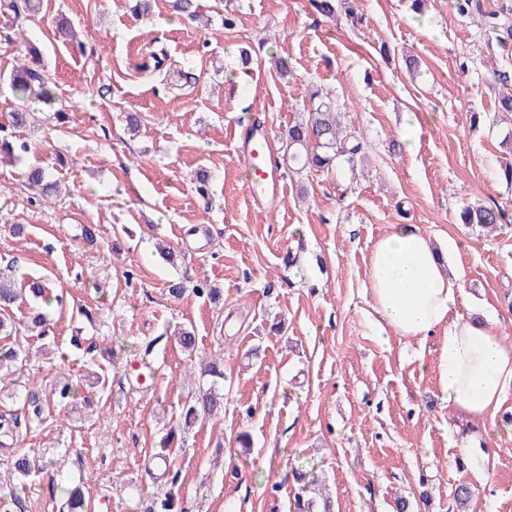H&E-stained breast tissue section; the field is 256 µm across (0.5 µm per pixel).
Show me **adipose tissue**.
<instances>
[{"instance_id":"obj_1","label":"adipose tissue","mask_w":512,"mask_h":512,"mask_svg":"<svg viewBox=\"0 0 512 512\" xmlns=\"http://www.w3.org/2000/svg\"><path fill=\"white\" fill-rule=\"evenodd\" d=\"M367 283L378 327L427 337L447 325L438 370L449 405L475 421L495 416L512 384V344L457 313L461 276L430 238L415 225H394L373 249Z\"/></svg>"}]
</instances>
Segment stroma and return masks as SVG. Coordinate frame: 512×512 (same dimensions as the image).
Here are the masks:
<instances>
[{
  "label": "stroma",
  "mask_w": 512,
  "mask_h": 512,
  "mask_svg": "<svg viewBox=\"0 0 512 512\" xmlns=\"http://www.w3.org/2000/svg\"><path fill=\"white\" fill-rule=\"evenodd\" d=\"M14 2L20 14L0 7V125L20 106L4 80L21 33L66 119L31 104L37 122L20 133L30 152L0 163V272L45 277L58 297L42 337L24 328L28 305L9 313L27 360L0 381V416L21 412L28 386L60 372L80 399L46 411L18 441L35 463L29 476L11 475L0 452V512H16L15 493L25 512H57L77 485L94 512H146L166 487L144 468L187 398L208 386L199 358L219 355L224 415L182 432L171 456L186 512H295L299 498L312 512H398L401 498L408 512H448L462 482L475 491L468 512H512V437L453 409L439 383L447 326L425 338L378 334L366 291L375 243L414 224L438 248L458 243L448 263L462 274L459 312L512 337V220L491 236L459 222L469 199L512 217V185L497 176L512 163V114L499 111L493 79L512 72V46L483 19L512 0H481L480 15L455 0H424L419 13L409 0H357L355 26L340 10L313 13L309 0H231L230 31L222 0H199L207 27L179 20L168 0L144 17L135 0H41L34 17ZM62 19L82 46L60 37ZM246 45L257 63L241 84L229 73ZM159 46L165 68L193 72L194 86L134 71ZM406 54L420 58L419 76L406 72ZM320 87L370 143L363 176H288L277 209L255 207L235 129L255 121L279 137ZM33 165L60 182L51 201L28 186ZM13 224L26 234L11 235ZM159 238L178 244L183 265L163 260ZM200 278L215 299L193 292ZM184 326L197 360L177 343ZM96 365L104 383L90 377ZM242 432L249 448L233 444ZM298 469L316 489L296 481Z\"/></svg>",
  "instance_id": "stroma-1"
}]
</instances>
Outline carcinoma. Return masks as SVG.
<instances>
[{
	"label": "carcinoma",
	"instance_id": "obj_1",
	"mask_svg": "<svg viewBox=\"0 0 512 512\" xmlns=\"http://www.w3.org/2000/svg\"><path fill=\"white\" fill-rule=\"evenodd\" d=\"M491 28L501 32V42L507 43L512 37V19L507 15L492 14ZM167 58L164 48L155 49L136 65L143 72L153 74L162 67ZM497 81L505 88L499 98V108L504 112H512V77L507 72H496ZM8 86L13 95L20 99H35L37 102L51 104L54 95L50 87L49 78L40 70L26 62V54L18 53V63L13 67L7 77ZM310 110L307 118L300 119L289 126L286 134V149L283 161L288 163V171L298 174L309 168L322 172L332 168L339 160L345 161L349 166L363 160L366 156V138L344 126L339 118L336 108V99L330 93L319 94L315 91L310 94ZM29 150L26 141L17 143L6 136H0V156L6 154L20 158ZM29 185L38 191L41 197H49L55 191V182L51 181L48 173L39 167H33L28 173ZM462 223L480 228H494L506 220L505 213L495 207L484 204L466 203L461 212ZM50 283L43 278H32L20 287H15L13 281L0 278V335L5 337L17 335L15 324L4 313L12 306L27 298L31 301H42L48 305L51 295L48 294ZM24 353L21 348L10 346L0 348V368L23 361ZM76 387L69 381H59L51 386L39 397L38 391L27 395L28 410L15 413L6 421H0V447L9 449L30 430L34 421H39L43 415L44 402H51L59 409H67L74 404ZM224 406V394L216 389L209 388L203 391L192 402L182 408L180 419L186 427L193 426L198 420L207 418L218 420ZM177 428H171L160 441V451L154 454L164 461L165 468L158 478L169 483V491L161 500L160 507L148 512H176L173 508L176 497L175 488L178 486L179 473L171 467L170 454L173 448ZM60 512H88L87 500L83 492L78 489L66 490V498L60 507Z\"/></svg>",
	"mask_w": 512,
	"mask_h": 512
}]
</instances>
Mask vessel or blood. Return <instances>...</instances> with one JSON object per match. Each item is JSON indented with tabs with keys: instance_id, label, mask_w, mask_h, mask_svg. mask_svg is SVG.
<instances>
[{
	"instance_id": "obj_1",
	"label": "vessel or blood",
	"mask_w": 512,
	"mask_h": 512,
	"mask_svg": "<svg viewBox=\"0 0 512 512\" xmlns=\"http://www.w3.org/2000/svg\"><path fill=\"white\" fill-rule=\"evenodd\" d=\"M238 154L250 171L248 188L253 201L262 207L276 206L283 191V176L268 131L252 127L241 133Z\"/></svg>"
}]
</instances>
